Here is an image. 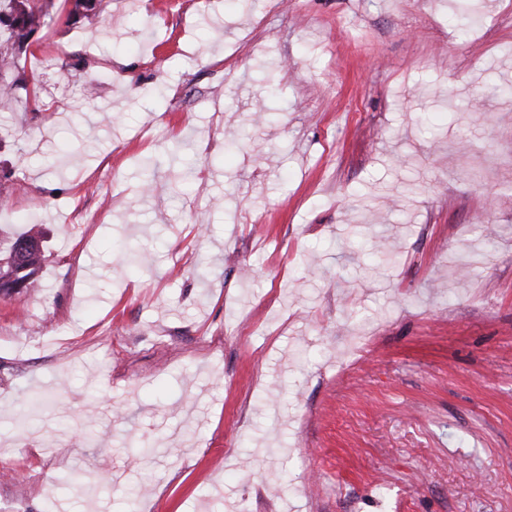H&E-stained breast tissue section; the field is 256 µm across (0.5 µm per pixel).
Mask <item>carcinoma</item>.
Listing matches in <instances>:
<instances>
[{"instance_id":"carcinoma-1","label":"carcinoma","mask_w":512,"mask_h":512,"mask_svg":"<svg viewBox=\"0 0 512 512\" xmlns=\"http://www.w3.org/2000/svg\"><path fill=\"white\" fill-rule=\"evenodd\" d=\"M102 0H74L69 13L71 18L94 19L99 17ZM52 0H0V97L5 99L4 109H11L20 89L28 90L27 83L12 77L17 54L31 45V39L41 27L52 21ZM41 240V234L30 227L4 239L0 250V279L14 278L23 284V292H31L40 286L39 273L46 260L41 251H33L24 257V263L17 266L12 262L11 249L20 241Z\"/></svg>"}]
</instances>
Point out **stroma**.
<instances>
[{
	"label": "stroma",
	"instance_id": "35a3bbf8",
	"mask_svg": "<svg viewBox=\"0 0 512 512\" xmlns=\"http://www.w3.org/2000/svg\"><path fill=\"white\" fill-rule=\"evenodd\" d=\"M53 3L0 512H512V0Z\"/></svg>",
	"mask_w": 512,
	"mask_h": 512
}]
</instances>
